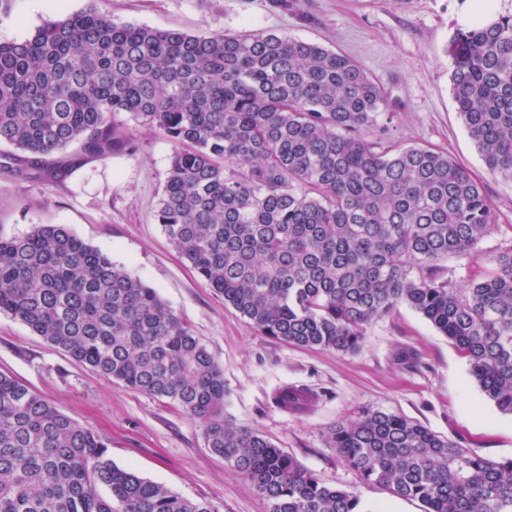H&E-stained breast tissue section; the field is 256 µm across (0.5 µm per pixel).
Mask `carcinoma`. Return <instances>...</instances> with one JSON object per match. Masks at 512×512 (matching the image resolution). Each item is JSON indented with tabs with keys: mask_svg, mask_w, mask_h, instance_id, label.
<instances>
[{
	"mask_svg": "<svg viewBox=\"0 0 512 512\" xmlns=\"http://www.w3.org/2000/svg\"><path fill=\"white\" fill-rule=\"evenodd\" d=\"M457 112L492 174L512 177V15L451 44ZM383 86L337 51L261 31L120 25L94 7L0 43V169L54 182L130 143L123 117L174 145L156 221L181 260L255 329L357 351L406 304L447 336L512 415V246L484 184L447 153L382 138ZM475 263L466 287L439 262ZM102 378L165 399L247 476L269 512H373L258 432L224 419V372L157 291L62 225L0 237V313ZM316 396L282 387L306 414ZM360 480L423 512H512V458L479 456L366 409L329 431ZM103 485L111 496L98 493ZM0 512H213L112 462L107 445L0 374Z\"/></svg>",
	"mask_w": 512,
	"mask_h": 512,
	"instance_id": "cac0c4a2",
	"label": "carcinoma"
}]
</instances>
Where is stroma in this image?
I'll return each mask as SVG.
<instances>
[{
	"instance_id": "35a3bbf8",
	"label": "stroma",
	"mask_w": 512,
	"mask_h": 512,
	"mask_svg": "<svg viewBox=\"0 0 512 512\" xmlns=\"http://www.w3.org/2000/svg\"><path fill=\"white\" fill-rule=\"evenodd\" d=\"M90 7L118 24L199 35L259 30L347 55L389 93L390 141L447 152L485 185L499 229L483 250L512 245V178L486 169L452 96L449 46L472 25L469 0H42L38 10L32 0H5L0 42L27 39L46 21ZM130 132L128 150L52 184L0 172V237L61 224L156 289L223 369L225 419L368 506L423 512L419 501L363 483L329 448V428L363 409L419 422L486 458H512V415L485 396L448 338L409 306L371 323L354 353L292 346L253 328L180 261L155 220L171 142L136 125ZM401 351L412 363L398 362ZM0 373L91 428L114 464L208 501L214 512H268L248 478L211 452L199 422L166 400L104 380L4 313ZM286 385L316 395L311 412L276 405L274 394Z\"/></svg>"
}]
</instances>
